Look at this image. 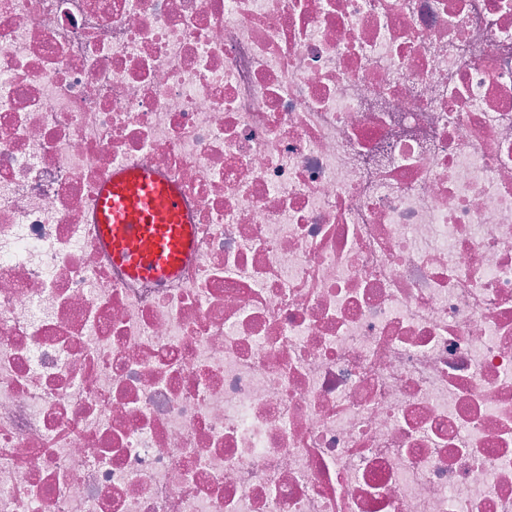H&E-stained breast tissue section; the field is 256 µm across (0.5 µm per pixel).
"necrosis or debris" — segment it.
<instances>
[{
	"label": "necrosis or debris",
	"mask_w": 512,
	"mask_h": 512,
	"mask_svg": "<svg viewBox=\"0 0 512 512\" xmlns=\"http://www.w3.org/2000/svg\"><path fill=\"white\" fill-rule=\"evenodd\" d=\"M0 512H512V0H0ZM96 220L113 262L134 277L171 279L194 247L178 186L149 169L114 168L101 185Z\"/></svg>",
	"instance_id": "1"
}]
</instances>
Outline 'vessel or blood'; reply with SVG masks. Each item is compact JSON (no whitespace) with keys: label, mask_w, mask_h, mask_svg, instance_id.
<instances>
[{"label":"vessel or blood","mask_w":512,"mask_h":512,"mask_svg":"<svg viewBox=\"0 0 512 512\" xmlns=\"http://www.w3.org/2000/svg\"><path fill=\"white\" fill-rule=\"evenodd\" d=\"M96 220L113 262L134 277L173 278L194 247L178 186L147 169L114 168L101 185Z\"/></svg>","instance_id":"obj_1"}]
</instances>
